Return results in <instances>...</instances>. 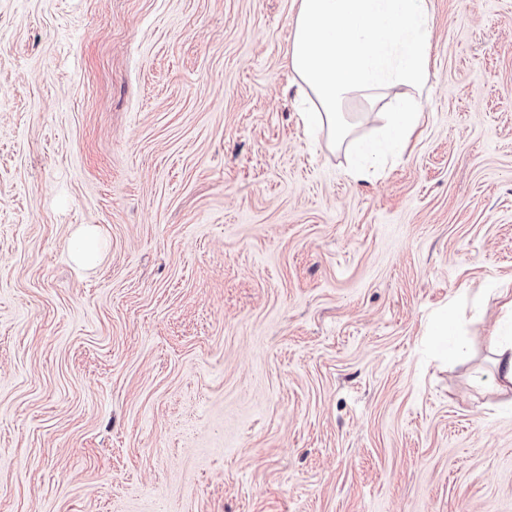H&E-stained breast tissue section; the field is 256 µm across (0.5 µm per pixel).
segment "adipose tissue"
Returning <instances> with one entry per match:
<instances>
[{
  "label": "adipose tissue",
  "instance_id": "ef3b65f1",
  "mask_svg": "<svg viewBox=\"0 0 512 512\" xmlns=\"http://www.w3.org/2000/svg\"><path fill=\"white\" fill-rule=\"evenodd\" d=\"M431 28L428 0H297L288 67L308 133L343 141L349 123L341 107L349 97L375 100L397 85L413 89L385 113L377 138L359 146L353 179L375 174L420 127Z\"/></svg>",
  "mask_w": 512,
  "mask_h": 512
}]
</instances>
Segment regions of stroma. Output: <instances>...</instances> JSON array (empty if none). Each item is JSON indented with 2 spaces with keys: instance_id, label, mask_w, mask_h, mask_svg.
Masks as SVG:
<instances>
[{
  "instance_id": "stroma-1",
  "label": "stroma",
  "mask_w": 512,
  "mask_h": 512,
  "mask_svg": "<svg viewBox=\"0 0 512 512\" xmlns=\"http://www.w3.org/2000/svg\"><path fill=\"white\" fill-rule=\"evenodd\" d=\"M430 10L356 181L295 0H0V512H512V0ZM79 246L73 260L81 267H92L100 257L101 233L97 226L88 225L79 233ZM491 346L497 355V384L501 388L512 385V337L491 336ZM512 388V387H511Z\"/></svg>"
}]
</instances>
